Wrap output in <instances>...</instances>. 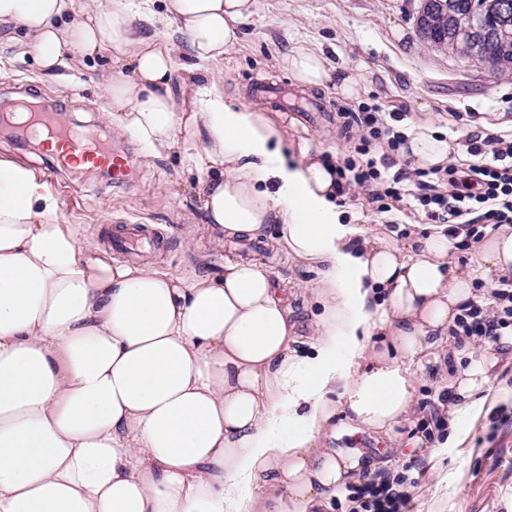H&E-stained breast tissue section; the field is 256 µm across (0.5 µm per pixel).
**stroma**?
I'll use <instances>...</instances> for the list:
<instances>
[{
	"mask_svg": "<svg viewBox=\"0 0 512 512\" xmlns=\"http://www.w3.org/2000/svg\"><path fill=\"white\" fill-rule=\"evenodd\" d=\"M419 0H260L259 9L240 31V41L224 65L227 95L252 102L251 88L265 80L297 89L278 54L295 49L323 53L336 77L360 83L358 96H345L335 79L314 90L328 112L303 104L266 110L281 128L290 153L335 160L358 135L347 125L359 103L409 113L414 130L448 135V110L462 112L460 135L485 134L512 126V71L498 73L431 47L419 36L415 17ZM107 60L71 63L47 74L23 54L16 34L0 30V101L38 103L60 116L81 122L86 131L107 130L113 147L134 157L135 177L119 186L95 172L57 174L51 192L60 201L59 218L85 224L105 241L127 224H140L160 242L153 263L173 275L223 274L225 261L239 256L262 265L277 282L315 279L314 271L293 266L285 255L260 240L211 243L201 233V255L181 246L184 225L202 221L196 174L182 167L178 153L146 159V147L130 133L110 126L104 113L103 75ZM343 210L362 223L382 225L393 238L427 226L424 215L403 208L393 216L378 213L365 198L345 199ZM478 407L454 437H437L430 448H391L378 437L351 438L380 465L398 473L422 470L411 488L410 512H512V355L499 353Z\"/></svg>",
	"mask_w": 512,
	"mask_h": 512,
	"instance_id": "35a3bbf8",
	"label": "stroma"
}]
</instances>
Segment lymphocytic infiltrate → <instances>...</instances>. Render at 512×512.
I'll return each mask as SVG.
<instances>
[{"instance_id": "obj_1", "label": "lymphocytic infiltrate", "mask_w": 512, "mask_h": 512, "mask_svg": "<svg viewBox=\"0 0 512 512\" xmlns=\"http://www.w3.org/2000/svg\"><path fill=\"white\" fill-rule=\"evenodd\" d=\"M404 112H386L378 105L359 106L353 119L359 141L349 154L337 157L336 194L366 191L378 212L387 213L392 202L410 200L414 210L438 224L453 225L466 237L483 229L512 224V132L456 138L449 151L466 149L472 164L448 163L428 170L395 169L393 160L408 136L400 127ZM491 306L469 302L458 326L465 336L498 338L512 327V279L500 278L490 289ZM418 477L398 474H362L348 488L350 512H409L410 488Z\"/></svg>"}]
</instances>
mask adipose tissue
<instances>
[{"instance_id": "adipose-tissue-1", "label": "adipose tissue", "mask_w": 512, "mask_h": 512, "mask_svg": "<svg viewBox=\"0 0 512 512\" xmlns=\"http://www.w3.org/2000/svg\"><path fill=\"white\" fill-rule=\"evenodd\" d=\"M0 0V24L53 72L107 59L106 117L149 156L181 149L215 241L266 236L323 312L312 356L291 347L288 287L253 261L174 276L114 260L26 163L0 156V512H312L367 461L327 448L371 433L420 447L422 357L448 342L478 272L512 276V226L454 261L444 224L398 241L345 223L332 166L290 154L268 112L224 91V63L259 0ZM281 64L302 91L323 54ZM186 75V96L171 78ZM410 169L448 142L411 135ZM453 411L488 381L482 339L453 348Z\"/></svg>"}]
</instances>
